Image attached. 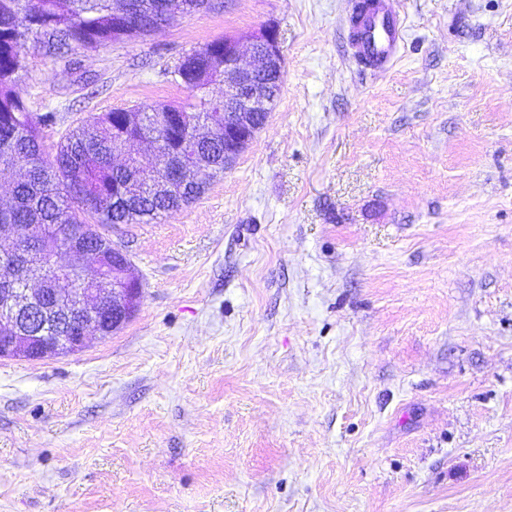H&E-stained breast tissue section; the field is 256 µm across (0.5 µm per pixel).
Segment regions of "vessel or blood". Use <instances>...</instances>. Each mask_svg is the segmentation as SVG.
Returning <instances> with one entry per match:
<instances>
[{"mask_svg":"<svg viewBox=\"0 0 512 512\" xmlns=\"http://www.w3.org/2000/svg\"><path fill=\"white\" fill-rule=\"evenodd\" d=\"M346 46L360 65L381 73L398 59L403 22L390 0H352Z\"/></svg>","mask_w":512,"mask_h":512,"instance_id":"vessel-or-blood-1","label":"vessel or blood"}]
</instances>
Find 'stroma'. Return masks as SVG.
Listing matches in <instances>:
<instances>
[{
    "label": "stroma",
    "mask_w": 512,
    "mask_h": 512,
    "mask_svg": "<svg viewBox=\"0 0 512 512\" xmlns=\"http://www.w3.org/2000/svg\"><path fill=\"white\" fill-rule=\"evenodd\" d=\"M20 89L46 147L180 104L214 39L279 32L266 126L201 198L114 246L135 316L0 358V512H512V0H396L362 71L348 0H214ZM346 26V46L364 69L381 73L398 60L403 22L390 1L352 0Z\"/></svg>",
    "instance_id": "stroma-1"
}]
</instances>
